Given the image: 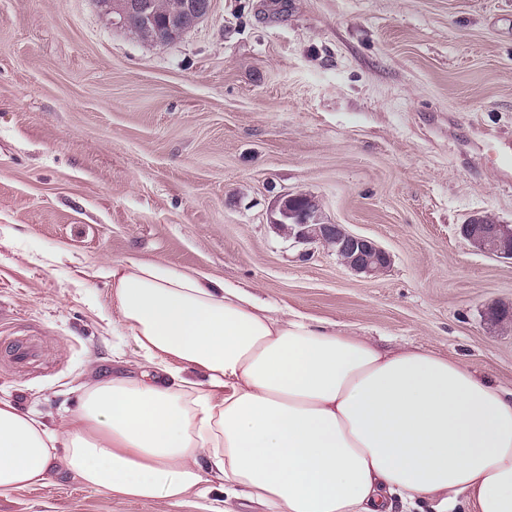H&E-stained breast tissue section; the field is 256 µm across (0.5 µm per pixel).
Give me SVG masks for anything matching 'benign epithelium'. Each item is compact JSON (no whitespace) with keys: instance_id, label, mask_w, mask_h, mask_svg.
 Segmentation results:
<instances>
[{"instance_id":"1","label":"benign epithelium","mask_w":512,"mask_h":512,"mask_svg":"<svg viewBox=\"0 0 512 512\" xmlns=\"http://www.w3.org/2000/svg\"><path fill=\"white\" fill-rule=\"evenodd\" d=\"M98 6L109 17L112 26L128 27L133 14H138L141 34L154 42L183 32L200 22L204 14L194 0H184L181 9L159 23L148 0H99ZM280 214L291 221L289 237L297 244H322L332 239L336 255L351 270L366 275H377L391 265L390 254L372 239L353 235L339 224H318L313 221L314 206L304 194L289 195L280 206ZM463 239L487 254L512 260V225L500 224L483 216L460 227Z\"/></svg>"}]
</instances>
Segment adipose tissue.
Masks as SVG:
<instances>
[{
    "instance_id": "1",
    "label": "adipose tissue",
    "mask_w": 512,
    "mask_h": 512,
    "mask_svg": "<svg viewBox=\"0 0 512 512\" xmlns=\"http://www.w3.org/2000/svg\"><path fill=\"white\" fill-rule=\"evenodd\" d=\"M135 371L83 385L60 427L0 398V494L56 448L87 488L178 503L218 483L264 512H512V392L154 261L114 263Z\"/></svg>"
}]
</instances>
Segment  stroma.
I'll list each match as a JSON object with an SVG mask.
<instances>
[{
	"label": "stroma",
	"mask_w": 512,
	"mask_h": 512,
	"mask_svg": "<svg viewBox=\"0 0 512 512\" xmlns=\"http://www.w3.org/2000/svg\"><path fill=\"white\" fill-rule=\"evenodd\" d=\"M159 44L94 0H0V398L57 425L134 362L112 263L196 269L512 390V0H210ZM290 194L391 255L378 275L277 225ZM40 357L18 365L28 341ZM117 500L56 463L0 512H206ZM460 234L473 247L487 254L512 260V225L499 224L487 216L462 224Z\"/></svg>",
	"instance_id": "1"
}]
</instances>
